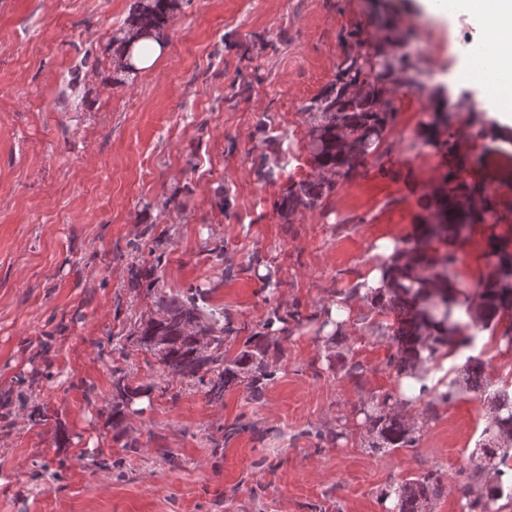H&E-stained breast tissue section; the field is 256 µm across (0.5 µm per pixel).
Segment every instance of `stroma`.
<instances>
[{
    "label": "stroma",
    "instance_id": "obj_1",
    "mask_svg": "<svg viewBox=\"0 0 512 512\" xmlns=\"http://www.w3.org/2000/svg\"><path fill=\"white\" fill-rule=\"evenodd\" d=\"M133 3L0 0V512H384L389 486L428 470L447 486L434 512H461L455 472L487 400L437 404L418 447L368 448L357 409L395 389L393 347L355 305L342 344L369 367L359 384L329 364L320 325L379 240L453 253L467 294L494 269L491 243L512 249V127L459 76L473 20L422 0H179L158 61L129 74L112 40ZM359 44L396 67L395 121L317 207L281 212L288 184L324 177L305 107ZM436 112L447 121L427 129ZM460 183L496 223L423 237ZM159 239L158 287L134 286ZM190 288L230 323L228 356L278 341L261 401L240 385L209 401L136 345L158 298ZM275 307L298 320L269 324ZM510 329L512 311L433 371L472 354L490 381L512 378ZM120 379L154 387L121 436L107 421ZM236 419L246 430L223 439Z\"/></svg>",
    "mask_w": 512,
    "mask_h": 512
}]
</instances>
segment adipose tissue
Returning a JSON list of instances; mask_svg holds the SVG:
<instances>
[{"mask_svg":"<svg viewBox=\"0 0 512 512\" xmlns=\"http://www.w3.org/2000/svg\"><path fill=\"white\" fill-rule=\"evenodd\" d=\"M467 9L478 19L485 40L469 47L464 79L484 87L483 110L512 125V0H467Z\"/></svg>","mask_w":512,"mask_h":512,"instance_id":"1","label":"adipose tissue"}]
</instances>
